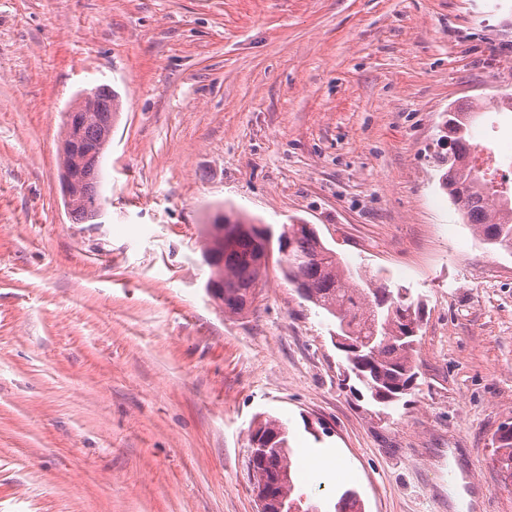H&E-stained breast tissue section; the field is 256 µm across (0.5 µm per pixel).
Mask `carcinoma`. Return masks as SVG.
Returning <instances> with one entry per match:
<instances>
[{
  "label": "carcinoma",
  "mask_w": 512,
  "mask_h": 512,
  "mask_svg": "<svg viewBox=\"0 0 512 512\" xmlns=\"http://www.w3.org/2000/svg\"><path fill=\"white\" fill-rule=\"evenodd\" d=\"M118 97L111 88L99 87L94 94L92 110L82 114L73 127L77 138L98 142L107 136L102 118L117 112ZM470 113L458 109L450 121L453 145L448 149V170L443 175V187H457L463 218L474 226L484 243L512 253V189L489 195L482 188L483 174L466 159L479 151V146L466 139ZM79 185L78 195L67 205L72 218L79 223L95 218L93 203L101 202L98 190L99 169L93 161L72 171ZM269 229L260 230L257 220L222 213L212 220L210 239L204 255L209 258L214 281L224 283V313L240 315L254 302L256 290L267 273L259 256L270 244ZM278 250L290 248L280 255L278 265L285 279L294 288H303L300 297L324 310L336 319L341 335H347L361 348L350 368L369 393L383 390L397 401L416 386L417 366L414 360L416 336L406 335L400 318L418 322L419 310L406 290H392L380 284L360 294L346 282L355 278L354 272L337 258L322 242L313 228L305 224L283 226L277 238ZM324 255L309 262L302 270V284H297L296 259L306 258L317 248ZM259 426L270 432H281L279 447L264 453L260 467L268 475H281L285 493L295 500L291 475L292 463L286 427L278 420L267 418ZM496 462L504 480L512 482V426L503 425L494 437ZM355 491H344L334 504L335 512H363Z\"/></svg>",
  "instance_id": "cac0c4a2"
}]
</instances>
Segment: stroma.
Instances as JSON below:
<instances>
[{
    "label": "stroma",
    "mask_w": 512,
    "mask_h": 512,
    "mask_svg": "<svg viewBox=\"0 0 512 512\" xmlns=\"http://www.w3.org/2000/svg\"><path fill=\"white\" fill-rule=\"evenodd\" d=\"M121 110L102 210L59 188L64 114ZM512 93V0H0V512H257L249 434L288 430L332 512H512V255L442 187L448 112ZM470 141L512 156V112ZM297 217L423 308L416 388L359 397L336 321L270 265L248 312L206 288L205 221ZM312 450L341 457L303 471ZM512 424L503 425L494 437L496 445V459L505 482H512Z\"/></svg>",
    "instance_id": "35a3bbf8"
}]
</instances>
